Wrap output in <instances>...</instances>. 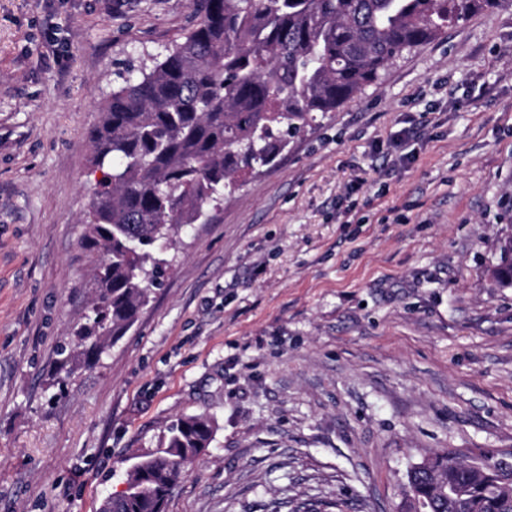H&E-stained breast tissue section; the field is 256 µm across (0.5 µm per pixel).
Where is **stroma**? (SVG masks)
Returning <instances> with one entry per match:
<instances>
[{
	"label": "stroma",
	"mask_w": 512,
	"mask_h": 512,
	"mask_svg": "<svg viewBox=\"0 0 512 512\" xmlns=\"http://www.w3.org/2000/svg\"><path fill=\"white\" fill-rule=\"evenodd\" d=\"M191 0H0V512H100L183 414L214 420L165 512H401L443 451L512 463V4L450 26L182 233L98 362L88 148L128 59ZM512 234L509 232L502 235L499 239V261L492 270V279L496 286L503 288L506 286L505 277H510L511 280V264H509L508 257L511 253Z\"/></svg>",
	"instance_id": "obj_1"
}]
</instances>
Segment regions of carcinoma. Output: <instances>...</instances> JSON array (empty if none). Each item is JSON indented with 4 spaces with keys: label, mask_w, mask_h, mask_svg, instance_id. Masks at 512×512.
I'll return each mask as SVG.
<instances>
[{
    "label": "carcinoma",
    "mask_w": 512,
    "mask_h": 512,
    "mask_svg": "<svg viewBox=\"0 0 512 512\" xmlns=\"http://www.w3.org/2000/svg\"><path fill=\"white\" fill-rule=\"evenodd\" d=\"M199 22L148 72L130 75L101 108L91 160L108 168L83 223L100 256L94 299L61 349L58 372L98 360L161 285L182 230L234 189L239 173L271 164L323 115L377 84L404 54L448 26L512 0H195ZM496 286L512 275V234L499 239ZM205 414L169 425L158 449L128 473L131 494L101 512H165L188 464L210 446ZM474 469L444 479L466 491ZM433 512H512L495 488L435 501Z\"/></svg>",
    "instance_id": "1"
}]
</instances>
